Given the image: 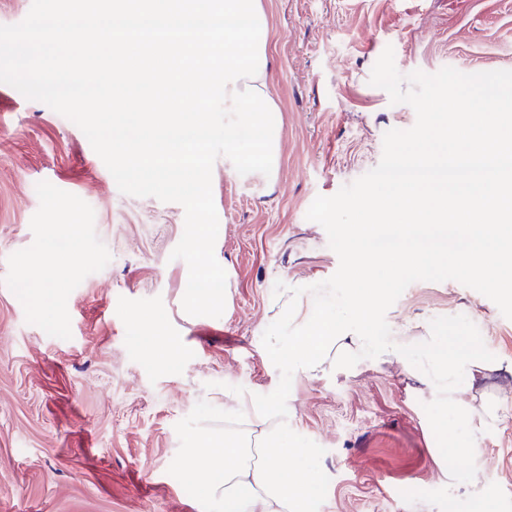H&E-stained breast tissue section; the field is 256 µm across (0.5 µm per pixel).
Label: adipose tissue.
<instances>
[{
  "mask_svg": "<svg viewBox=\"0 0 512 512\" xmlns=\"http://www.w3.org/2000/svg\"><path fill=\"white\" fill-rule=\"evenodd\" d=\"M378 302L375 293L352 296L343 310L309 316L298 335L267 337L266 347L277 361L309 378L324 373L330 362L345 369L351 361L381 354L382 348L346 323L343 314L352 312L355 320L369 324ZM398 360L418 367L435 406L447 409L450 444L463 454L480 447L512 392V359L488 356L463 336H430L424 348L401 352ZM231 398L238 408L224 431L206 430L192 440L187 473L202 496L222 498L224 512H310L316 472L304 467L295 475L281 466L282 457L312 455L307 441L289 440L288 427L279 420L283 402L260 400L240 389Z\"/></svg>",
  "mask_w": 512,
  "mask_h": 512,
  "instance_id": "obj_1",
  "label": "adipose tissue"
}]
</instances>
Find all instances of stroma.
Masks as SVG:
<instances>
[{
  "instance_id": "1",
  "label": "stroma",
  "mask_w": 512,
  "mask_h": 512,
  "mask_svg": "<svg viewBox=\"0 0 512 512\" xmlns=\"http://www.w3.org/2000/svg\"><path fill=\"white\" fill-rule=\"evenodd\" d=\"M264 5L280 161L268 177L214 163V252L231 294L218 318L182 307L189 270L171 253L183 207L122 194L79 127L0 82V512H224L188 478L187 441L223 429L225 388L275 390L265 329L289 288L339 266L310 205L376 167L386 131L416 122L370 85L374 64L390 46L404 74L512 70V0ZM71 222L61 260L48 244ZM386 320L400 345L469 336L512 358V319L454 280L410 284ZM158 326L178 344L165 366L150 354ZM418 374L388 355L294 374L285 421L313 450V512H512V399L473 456L448 447L438 463ZM482 468L492 481L470 480Z\"/></svg>"
}]
</instances>
